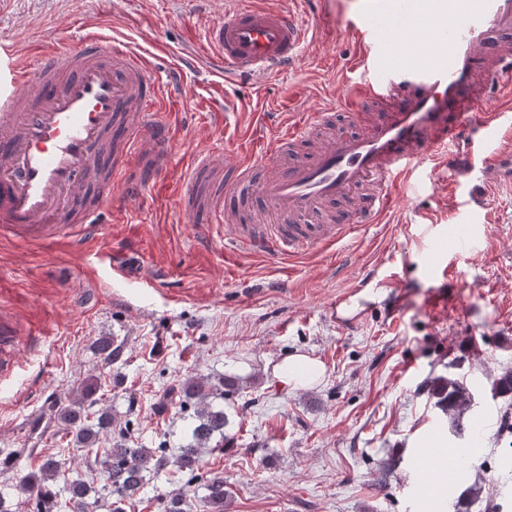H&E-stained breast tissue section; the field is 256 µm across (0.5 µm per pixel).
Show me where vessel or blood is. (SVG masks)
I'll list each match as a JSON object with an SVG mask.
<instances>
[{
  "instance_id": "vessel-or-blood-1",
  "label": "vessel or blood",
  "mask_w": 512,
  "mask_h": 512,
  "mask_svg": "<svg viewBox=\"0 0 512 512\" xmlns=\"http://www.w3.org/2000/svg\"><path fill=\"white\" fill-rule=\"evenodd\" d=\"M411 9L434 33L428 53L375 32L376 16ZM346 27L360 47L353 68L396 49L407 62L355 85L342 106L288 118L264 159L244 153L228 164L219 147L197 155L173 193L181 214L225 228L238 249L289 262L378 222L425 161L447 162L452 185L468 188V212L486 203L488 185L512 181V114L484 107L493 88L512 90V0H361ZM305 41L286 13L245 5L225 10L206 35L213 61L240 76L291 66ZM161 95L151 61L95 29L47 44L34 66L0 58V238L51 246L73 225L98 235L116 187L130 195L147 187L130 177L131 158L163 179L175 147L155 108ZM365 109V131L323 136L337 112ZM247 188L266 212L242 224L224 202ZM334 200L349 204L348 222L305 223ZM26 334L0 307L1 382L17 375Z\"/></svg>"
}]
</instances>
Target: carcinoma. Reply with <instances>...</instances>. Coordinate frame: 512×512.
I'll return each instance as SVG.
<instances>
[{
  "label": "carcinoma",
  "mask_w": 512,
  "mask_h": 512,
  "mask_svg": "<svg viewBox=\"0 0 512 512\" xmlns=\"http://www.w3.org/2000/svg\"><path fill=\"white\" fill-rule=\"evenodd\" d=\"M106 364L123 362L124 343L103 337L96 345ZM101 383L96 378L86 380L81 393L68 400L55 399L49 407L54 421L72 434L70 442L80 449L92 451L101 439L110 438L112 447L102 451L100 459L101 484L92 487L85 480L75 477L62 487H54L61 472L62 461L52 456L43 460L39 473L25 477L21 489L31 512H85L90 494L96 492L108 500L112 512H125L126 502L143 492L145 486L159 471L170 466L185 485H195L204 491V498L211 512H226L228 491L224 477L203 471L202 451L222 448L230 441L226 434L229 419L221 402L233 399L240 392L237 377L226 375L213 384L204 376H192L179 384V403L188 411L190 419L188 437L184 445L172 454L160 445L156 448L129 446L130 423L116 428L111 412L102 407L89 413L100 402L96 394ZM496 396L512 393V370H503L494 378L491 387ZM432 396L448 416L451 428H465L463 416L470 409L472 394L468 386L452 377H441L433 384ZM188 502L180 490L165 496L164 512H187Z\"/></svg>",
  "instance_id": "1"
}]
</instances>
